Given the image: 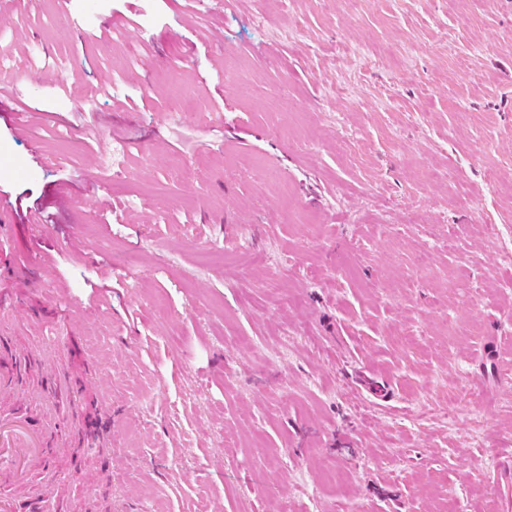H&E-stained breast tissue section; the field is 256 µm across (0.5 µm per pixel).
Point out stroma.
<instances>
[{"mask_svg":"<svg viewBox=\"0 0 512 512\" xmlns=\"http://www.w3.org/2000/svg\"><path fill=\"white\" fill-rule=\"evenodd\" d=\"M0 85L23 512H498L512 0L0 5Z\"/></svg>","mask_w":512,"mask_h":512,"instance_id":"1","label":"stroma"}]
</instances>
